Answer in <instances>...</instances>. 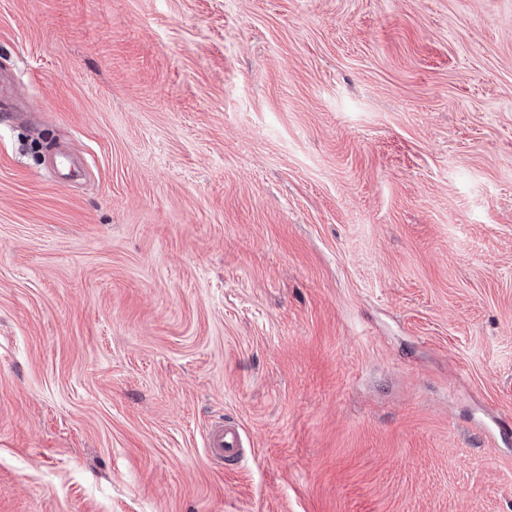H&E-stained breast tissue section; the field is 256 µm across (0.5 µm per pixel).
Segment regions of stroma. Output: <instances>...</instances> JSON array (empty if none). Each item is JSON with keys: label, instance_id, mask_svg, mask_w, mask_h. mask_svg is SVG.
Masks as SVG:
<instances>
[{"label": "stroma", "instance_id": "35a3bbf8", "mask_svg": "<svg viewBox=\"0 0 512 512\" xmlns=\"http://www.w3.org/2000/svg\"><path fill=\"white\" fill-rule=\"evenodd\" d=\"M2 75L0 512H512V0H0ZM206 446L221 461H234L243 446V438L235 426L220 423L210 429Z\"/></svg>", "mask_w": 512, "mask_h": 512}]
</instances>
